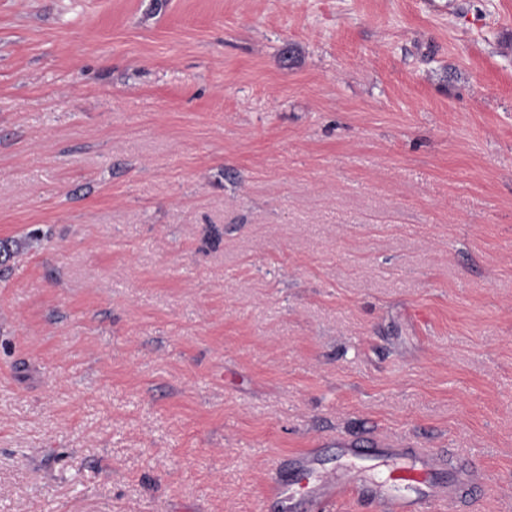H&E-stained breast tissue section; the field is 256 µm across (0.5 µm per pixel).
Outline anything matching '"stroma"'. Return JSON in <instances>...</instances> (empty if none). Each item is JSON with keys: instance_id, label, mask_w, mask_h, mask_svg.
<instances>
[{"instance_id": "stroma-1", "label": "stroma", "mask_w": 512, "mask_h": 512, "mask_svg": "<svg viewBox=\"0 0 512 512\" xmlns=\"http://www.w3.org/2000/svg\"><path fill=\"white\" fill-rule=\"evenodd\" d=\"M1 241L0 512H512V0H0ZM338 444L347 457H377L386 464L387 474L368 476L366 466L321 471L316 448H309L293 457L289 474L276 471L272 478L269 497L281 503L283 512L306 504L314 512H329L345 495L386 512H439L444 510L441 506L469 500L482 479L480 466L473 460L448 470L447 480L438 479L443 459L431 448H355L349 439Z\"/></svg>"}]
</instances>
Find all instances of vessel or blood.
Masks as SVG:
<instances>
[{"label":"vessel or blood","instance_id":"b4317fda","mask_svg":"<svg viewBox=\"0 0 512 512\" xmlns=\"http://www.w3.org/2000/svg\"><path fill=\"white\" fill-rule=\"evenodd\" d=\"M340 446L353 459L376 458L387 466L383 477L368 476L365 467L321 470L316 449L294 456L287 473L275 474L270 496L285 512L310 505L312 512H332L344 496L377 505L382 512H440L441 507L469 500L480 482V467L467 461L454 470L444 471L442 459L429 448L390 445L359 448L348 439ZM447 479H440V472Z\"/></svg>","mask_w":512,"mask_h":512}]
</instances>
